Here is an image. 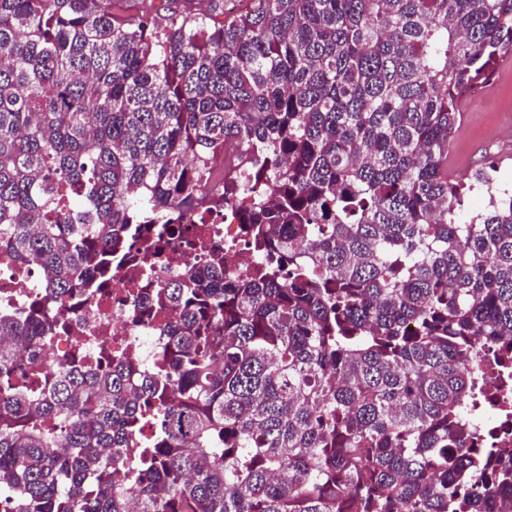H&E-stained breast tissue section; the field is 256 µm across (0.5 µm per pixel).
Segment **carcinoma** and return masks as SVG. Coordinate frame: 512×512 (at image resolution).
<instances>
[{
	"mask_svg": "<svg viewBox=\"0 0 512 512\" xmlns=\"http://www.w3.org/2000/svg\"><path fill=\"white\" fill-rule=\"evenodd\" d=\"M0 0V258L57 306L135 225L201 218L224 171L264 260L162 284L168 358L0 387L12 512H512L464 410L512 362V200L448 178L464 89L512 52V0ZM45 209L53 224L39 223ZM61 316L0 312V384ZM140 450L125 472L113 456Z\"/></svg>",
	"mask_w": 512,
	"mask_h": 512,
	"instance_id": "1",
	"label": "carcinoma"
}]
</instances>
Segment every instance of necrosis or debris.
Returning a JSON list of instances; mask_svg holds the SVG:
<instances>
[{"label":"necrosis or debris","mask_w":512,"mask_h":512,"mask_svg":"<svg viewBox=\"0 0 512 512\" xmlns=\"http://www.w3.org/2000/svg\"><path fill=\"white\" fill-rule=\"evenodd\" d=\"M189 233L203 240L202 248L191 251L183 246L182 239ZM215 245L231 247L234 252L231 270L234 273H245L261 261L260 255L249 245L235 210L216 208L206 212L204 223L171 225L162 252L151 265H143L133 247L126 253L113 254L109 287L92 295L75 292L67 303V331L51 339L42 359L23 364L20 376H27L34 370L52 373L62 368L87 366L90 350L95 341L103 337L112 340L113 362L132 361L145 369H153L169 351L162 330L169 315L151 305L152 292L179 276L186 264L205 262L208 248ZM14 276V267L0 263V309L6 307L21 313L29 307L44 305V295L39 287L47 276L43 267L29 266L27 287L15 294L4 295L6 284ZM498 406L494 395H486L477 405L471 406L469 416L474 426L480 429L485 447L511 448L512 428L492 421L491 411Z\"/></svg>","instance_id":"necrosis-or-debris-1"}]
</instances>
